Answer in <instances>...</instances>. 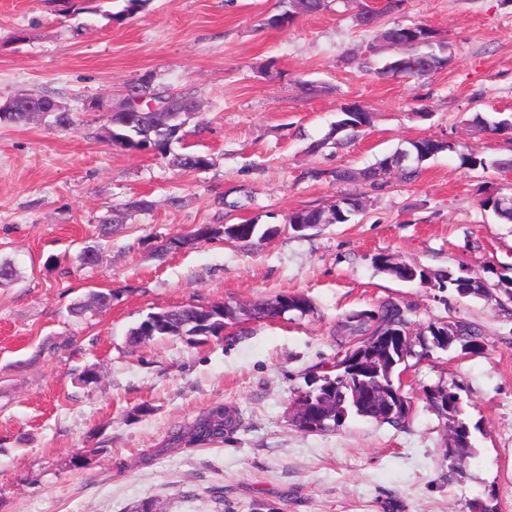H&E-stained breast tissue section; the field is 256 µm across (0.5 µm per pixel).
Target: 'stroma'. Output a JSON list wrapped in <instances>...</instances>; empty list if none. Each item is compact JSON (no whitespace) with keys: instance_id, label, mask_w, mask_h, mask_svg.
Masks as SVG:
<instances>
[{"instance_id":"stroma-1","label":"stroma","mask_w":512,"mask_h":512,"mask_svg":"<svg viewBox=\"0 0 512 512\" xmlns=\"http://www.w3.org/2000/svg\"><path fill=\"white\" fill-rule=\"evenodd\" d=\"M378 0L327 9L268 29L281 0H149L116 20L124 0H0V99L38 90L68 106L74 126L47 119L0 124V261L19 278L0 286V512H512V301L460 298L376 270V255L432 271L465 266L488 282L512 270V224L480 202L512 188V133L475 132L474 114L512 113V0H403L382 24L424 23L449 45L448 66L425 79L366 70L376 30L355 22ZM201 106L172 151L207 154L199 171L160 152L113 146L82 103L119 105L141 75ZM372 120L340 148L309 153L344 102ZM455 148L416 180L391 174L371 191L360 171L406 141ZM487 159L463 165L462 155ZM322 170L320 179L310 170ZM359 196L346 224L303 233L291 212ZM152 210L114 209L135 199ZM276 224L250 246L214 240L157 258L156 247L201 224ZM108 235H101L102 224ZM101 250L80 265V248ZM94 290L104 312L74 314ZM283 293L308 297L307 316L245 321L201 344H130L148 314L182 305L248 306ZM391 300L413 332L461 319L480 347L454 344L411 358L405 425L348 417L329 432L291 421L297 391L332 366L345 313ZM95 369L82 386L78 374ZM457 393L474 454L452 475L445 420L428 390ZM236 419L221 443L167 449L175 426L216 404Z\"/></svg>"}]
</instances>
